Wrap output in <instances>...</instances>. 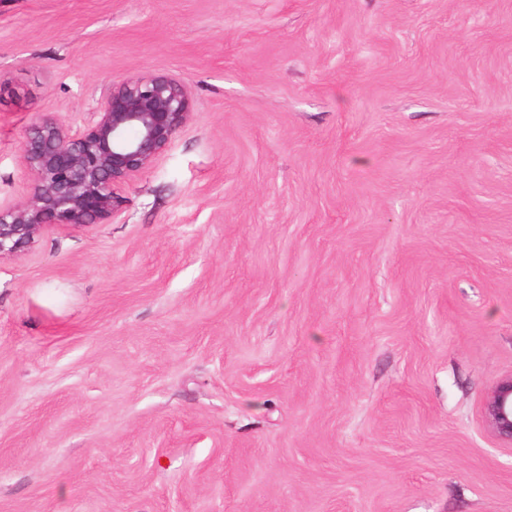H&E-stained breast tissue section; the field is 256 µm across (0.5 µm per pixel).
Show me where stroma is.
I'll use <instances>...</instances> for the list:
<instances>
[{
	"mask_svg": "<svg viewBox=\"0 0 512 512\" xmlns=\"http://www.w3.org/2000/svg\"><path fill=\"white\" fill-rule=\"evenodd\" d=\"M147 72L118 218L0 259V512H512V0H0V202ZM481 420L485 431L512 447V373L498 378L482 401Z\"/></svg>",
	"mask_w": 512,
	"mask_h": 512,
	"instance_id": "1",
	"label": "stroma"
}]
</instances>
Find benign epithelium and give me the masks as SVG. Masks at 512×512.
<instances>
[{
  "instance_id": "benign-epithelium-1",
  "label": "benign epithelium",
  "mask_w": 512,
  "mask_h": 512,
  "mask_svg": "<svg viewBox=\"0 0 512 512\" xmlns=\"http://www.w3.org/2000/svg\"><path fill=\"white\" fill-rule=\"evenodd\" d=\"M193 107L183 80L141 73L112 82L82 129L37 114L22 145L32 191L20 202L0 203V259L29 251L52 227L76 229L116 218L123 187L154 164ZM480 414L485 431L511 448L512 373L498 378Z\"/></svg>"
}]
</instances>
